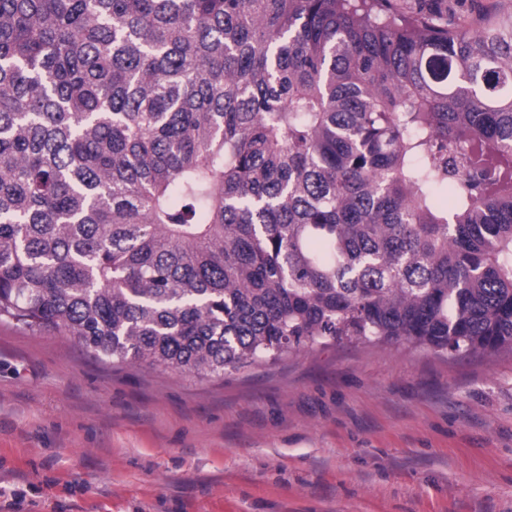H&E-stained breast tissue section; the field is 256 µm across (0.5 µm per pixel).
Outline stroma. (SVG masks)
<instances>
[{
	"instance_id": "stroma-1",
	"label": "stroma",
	"mask_w": 512,
	"mask_h": 512,
	"mask_svg": "<svg viewBox=\"0 0 512 512\" xmlns=\"http://www.w3.org/2000/svg\"><path fill=\"white\" fill-rule=\"evenodd\" d=\"M0 512H512V354L332 342L197 377L0 323Z\"/></svg>"
}]
</instances>
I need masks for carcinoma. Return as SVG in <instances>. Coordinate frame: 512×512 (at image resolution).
<instances>
[{"instance_id": "obj_1", "label": "carcinoma", "mask_w": 512, "mask_h": 512, "mask_svg": "<svg viewBox=\"0 0 512 512\" xmlns=\"http://www.w3.org/2000/svg\"><path fill=\"white\" fill-rule=\"evenodd\" d=\"M221 377L512 353V13L0 0V322Z\"/></svg>"}]
</instances>
